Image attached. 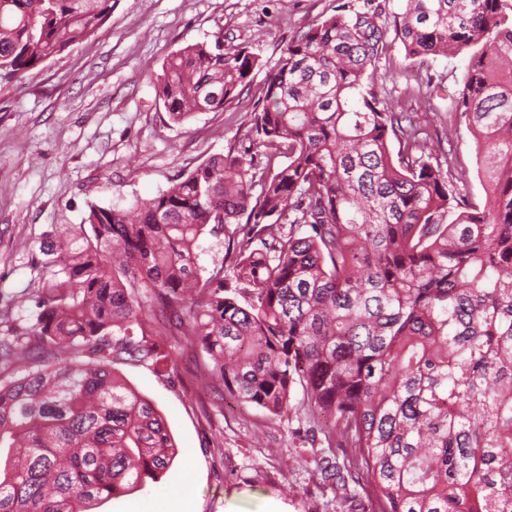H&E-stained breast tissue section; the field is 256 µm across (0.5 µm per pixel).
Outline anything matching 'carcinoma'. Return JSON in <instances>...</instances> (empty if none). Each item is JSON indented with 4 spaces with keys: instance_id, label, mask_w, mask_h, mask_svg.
Returning a JSON list of instances; mask_svg holds the SVG:
<instances>
[{
    "instance_id": "cac0c4a2",
    "label": "carcinoma",
    "mask_w": 512,
    "mask_h": 512,
    "mask_svg": "<svg viewBox=\"0 0 512 512\" xmlns=\"http://www.w3.org/2000/svg\"><path fill=\"white\" fill-rule=\"evenodd\" d=\"M111 13L112 0H0V73L37 68ZM390 32L413 63L470 53L452 112L482 202L375 91ZM257 66L191 43L156 93L182 125L224 110ZM251 131L237 154L41 243L35 322L0 315V362L30 364L0 383V512H90L173 464L158 410L116 374L127 360L177 371L161 328L272 416L300 384L380 512H512V0H343L288 42ZM206 234L227 237L230 275H202Z\"/></svg>"
}]
</instances>
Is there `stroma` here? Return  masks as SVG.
<instances>
[{"label": "stroma", "mask_w": 512, "mask_h": 512, "mask_svg": "<svg viewBox=\"0 0 512 512\" xmlns=\"http://www.w3.org/2000/svg\"><path fill=\"white\" fill-rule=\"evenodd\" d=\"M338 0H112V14L91 36L21 77L0 79V308L31 324L27 289L43 279L40 243L82 224L90 207H130L156 196L210 156L249 146L251 114L267 73L288 42ZM223 41L258 60L244 91L220 112L171 123L155 83L172 52L195 42ZM393 42L375 76L393 111L413 119L483 187L473 137L448 107L464 86L465 56L430 61V87L413 99L415 81ZM179 370L160 373L129 361L125 382L166 420L179 455L155 482L95 512H379L367 476L338 482L320 458L342 462L328 447L320 416L306 411L294 386L288 414L245 406L223 388L202 385L207 359L183 337H159Z\"/></svg>", "instance_id": "1"}]
</instances>
